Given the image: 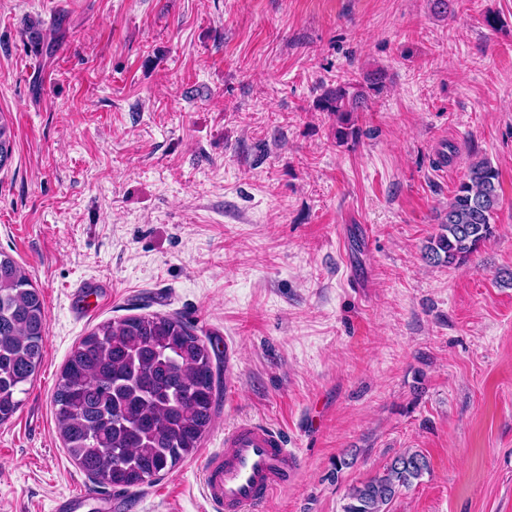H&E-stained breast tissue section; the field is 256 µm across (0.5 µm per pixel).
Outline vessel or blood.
Masks as SVG:
<instances>
[{"label":"vessel or blood","instance_id":"b4317fda","mask_svg":"<svg viewBox=\"0 0 512 512\" xmlns=\"http://www.w3.org/2000/svg\"><path fill=\"white\" fill-rule=\"evenodd\" d=\"M297 465L298 456L279 428L238 423L225 432L223 448L201 464L205 498L215 512H264Z\"/></svg>","mask_w":512,"mask_h":512}]
</instances>
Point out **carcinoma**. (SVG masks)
<instances>
[{
  "label": "carcinoma",
  "mask_w": 512,
  "mask_h": 512,
  "mask_svg": "<svg viewBox=\"0 0 512 512\" xmlns=\"http://www.w3.org/2000/svg\"><path fill=\"white\" fill-rule=\"evenodd\" d=\"M341 80L322 110L356 112L364 94ZM12 155V133L0 118V169ZM499 172L469 163L448 203L426 258L460 266L494 236ZM47 315L26 271L0 251V423L18 411L43 361ZM216 375L205 339L181 318L151 313L105 322L66 361L54 393L60 437L69 457L96 483L126 492L150 484L197 450L214 420ZM428 470L407 451L383 473L349 493L344 512H388L387 506Z\"/></svg>",
  "instance_id": "carcinoma-1"
}]
</instances>
